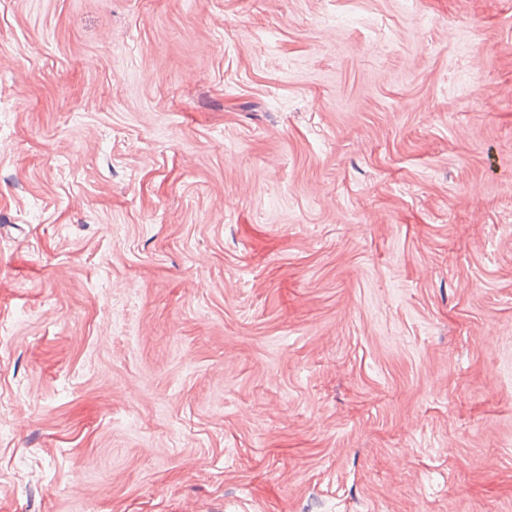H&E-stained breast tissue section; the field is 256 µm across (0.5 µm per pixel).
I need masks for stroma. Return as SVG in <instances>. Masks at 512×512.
<instances>
[{
	"mask_svg": "<svg viewBox=\"0 0 512 512\" xmlns=\"http://www.w3.org/2000/svg\"><path fill=\"white\" fill-rule=\"evenodd\" d=\"M0 512H512V0H0Z\"/></svg>",
	"mask_w": 512,
	"mask_h": 512,
	"instance_id": "stroma-1",
	"label": "stroma"
}]
</instances>
